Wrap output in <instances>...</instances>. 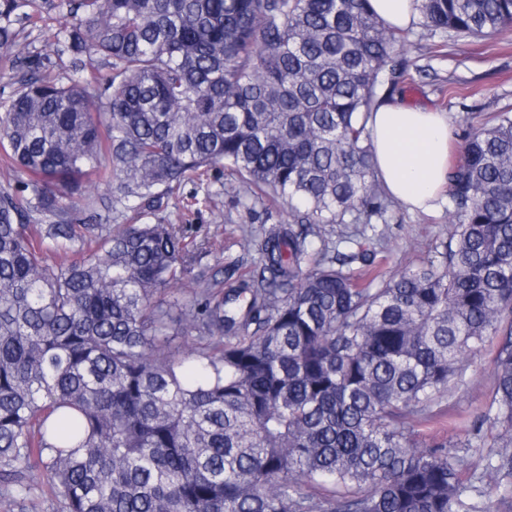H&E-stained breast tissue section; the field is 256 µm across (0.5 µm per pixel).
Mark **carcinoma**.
I'll list each match as a JSON object with an SVG mask.
<instances>
[{
    "label": "carcinoma",
    "instance_id": "1",
    "mask_svg": "<svg viewBox=\"0 0 512 512\" xmlns=\"http://www.w3.org/2000/svg\"><path fill=\"white\" fill-rule=\"evenodd\" d=\"M460 37L512 26V0H417ZM30 0H0L9 17ZM71 75L23 56L0 103V491L36 509L40 467L63 512H455L481 477L446 443L414 449L461 364L497 342L491 426L512 433V113L470 124L448 169V241L388 277L376 222L395 202L368 118L408 41L369 0H70ZM222 166L258 258L228 291L162 217ZM110 196L85 194L84 180ZM88 211L32 224L33 213ZM136 215L102 224L98 209ZM339 225L336 245L325 228ZM47 251L79 258L57 267ZM187 279L180 313L154 304ZM215 352L182 353L188 331ZM489 465L512 512V438ZM320 488L316 497L311 489Z\"/></svg>",
    "mask_w": 512,
    "mask_h": 512
}]
</instances>
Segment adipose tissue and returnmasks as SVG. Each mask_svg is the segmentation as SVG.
<instances>
[{
	"label": "adipose tissue",
	"mask_w": 512,
	"mask_h": 512,
	"mask_svg": "<svg viewBox=\"0 0 512 512\" xmlns=\"http://www.w3.org/2000/svg\"><path fill=\"white\" fill-rule=\"evenodd\" d=\"M368 125L376 173L387 191L410 209H433L448 187L447 113L388 99Z\"/></svg>",
	"instance_id": "ef3b65f1"
}]
</instances>
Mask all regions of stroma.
Returning <instances> with one entry per match:
<instances>
[{
	"label": "stroma",
	"mask_w": 512,
	"mask_h": 512,
	"mask_svg": "<svg viewBox=\"0 0 512 512\" xmlns=\"http://www.w3.org/2000/svg\"><path fill=\"white\" fill-rule=\"evenodd\" d=\"M29 10L39 14L38 25L15 16L16 43L0 48V98L12 91L8 76L17 56L49 52L54 35L74 24L65 0H32ZM399 55L407 61L412 79L398 95L407 105L448 113L450 158H457L461 135L469 123L485 121L498 112H512V29L491 38H455L416 24ZM230 183V176L220 168L193 177L174 192L165 212L166 219L181 225L188 240L205 245V264L228 285L246 274L255 256L241 245V227L288 219V208L281 204L257 207L253 219H246L236 206ZM386 235V268L390 273L420 265L448 238L447 202H440L429 213L396 205L388 215ZM495 356L496 345L489 342L464 361L462 379L452 384L448 394L447 413L408 420L407 427L419 445H453L470 439L475 432L489 435V424L477 422L476 417L494 397Z\"/></svg>",
	"instance_id": "stroma-1"
}]
</instances>
